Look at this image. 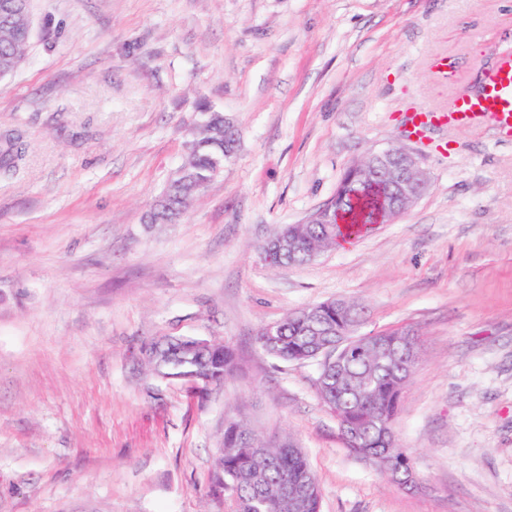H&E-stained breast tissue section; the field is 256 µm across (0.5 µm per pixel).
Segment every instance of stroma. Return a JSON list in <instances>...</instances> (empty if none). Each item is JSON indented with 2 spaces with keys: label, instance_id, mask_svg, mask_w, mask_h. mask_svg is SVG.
Wrapping results in <instances>:
<instances>
[{
  "label": "stroma",
  "instance_id": "obj_1",
  "mask_svg": "<svg viewBox=\"0 0 512 512\" xmlns=\"http://www.w3.org/2000/svg\"><path fill=\"white\" fill-rule=\"evenodd\" d=\"M27 58L0 78V512H231L224 424L289 437L321 512H512V137L411 134L406 114L512 53V0H30ZM448 56L447 82L432 65ZM238 146L174 221H148L198 104ZM389 146L430 176L394 222L296 266L265 241ZM357 331L408 326L422 355L396 434L408 492L348 452L318 366L259 331L331 299ZM162 336L234 349L199 398L141 367ZM5 146L0 151V170L5 173L16 168V161L21 157L25 149L22 137L12 133L5 138Z\"/></svg>",
  "mask_w": 512,
  "mask_h": 512
}]
</instances>
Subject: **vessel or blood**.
I'll return each instance as SVG.
<instances>
[{"instance_id":"b4317fda","label":"vessel or blood","mask_w":512,"mask_h":512,"mask_svg":"<svg viewBox=\"0 0 512 512\" xmlns=\"http://www.w3.org/2000/svg\"><path fill=\"white\" fill-rule=\"evenodd\" d=\"M407 121L417 135L446 124L469 126L480 121L500 133H512V54L499 59L477 89L445 105L410 112Z\"/></svg>"}]
</instances>
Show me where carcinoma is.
<instances>
[{
    "mask_svg": "<svg viewBox=\"0 0 512 512\" xmlns=\"http://www.w3.org/2000/svg\"><path fill=\"white\" fill-rule=\"evenodd\" d=\"M18 15L20 23L5 27L0 24V77L13 73L24 60L31 36L29 0H0V13ZM190 153L182 172L166 186L149 221H167L182 213L197 194L196 185L212 181L224 167V115L212 113L205 131L187 132ZM24 143L14 133L5 138L0 150V170L11 172L21 157ZM338 208L346 214L344 224H288L274 238L288 242L278 265L303 264L320 244L336 239L358 237L373 223L374 203L360 201L344 191L338 194ZM362 320V308L344 313L336 304L325 302L293 310L278 321L274 336H257L260 347L270 356L286 363L315 361L318 378L322 379L318 394L326 408L335 416L339 429L351 432L348 451L398 481V472L412 467L406 449L386 442L374 423L378 415L395 423L403 391L409 382L404 361L360 358L348 349L355 339V327ZM407 339L412 346L411 366L420 358L417 336L404 338L394 331L373 336V346L380 349L399 347ZM187 342L175 345L162 365L158 358L146 357L148 369L161 376L176 375L186 369L183 363ZM195 369L217 386L237 369L235 352L219 346L203 355ZM256 438L237 421L224 427V441L213 462L211 481L215 490L226 493L233 512H288L285 493L293 494L300 487L308 488L303 512H320L321 494L317 479L306 455L293 449V442L284 439L266 445L263 452L255 450Z\"/></svg>",
    "mask_w": 512,
    "mask_h": 512,
    "instance_id": "carcinoma-1",
    "label": "carcinoma"
}]
</instances>
